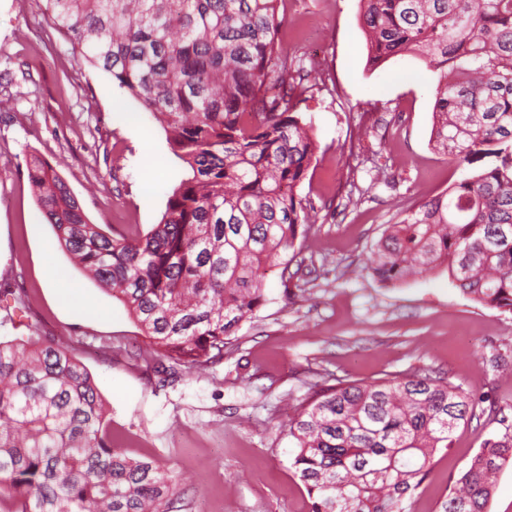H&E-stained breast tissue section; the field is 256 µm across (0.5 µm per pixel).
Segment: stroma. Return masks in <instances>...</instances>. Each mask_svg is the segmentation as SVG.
<instances>
[{
  "instance_id": "obj_1",
  "label": "stroma",
  "mask_w": 512,
  "mask_h": 512,
  "mask_svg": "<svg viewBox=\"0 0 512 512\" xmlns=\"http://www.w3.org/2000/svg\"><path fill=\"white\" fill-rule=\"evenodd\" d=\"M279 38L316 83L295 110L318 149L302 187L319 207L290 281L272 266L267 301L242 321L220 363L161 372L124 305L61 248L38 206L26 159L50 161L104 231L146 234L189 175L155 118L101 69L78 64L42 0H0V288L25 301L16 328L68 345L93 376L112 444L152 456L179 480L180 512H309L289 463L287 422L307 381H372L421 369L466 393L512 404V313L482 306L446 270L396 285L364 268L386 226L444 193L460 170L430 142L438 74L403 56L374 67L359 0H283ZM488 429L475 419L413 494L441 512Z\"/></svg>"
}]
</instances>
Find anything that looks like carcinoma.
I'll list each match as a JSON object with an SVG mask.
<instances>
[{
  "instance_id": "cac0c4a2",
  "label": "carcinoma",
  "mask_w": 512,
  "mask_h": 512,
  "mask_svg": "<svg viewBox=\"0 0 512 512\" xmlns=\"http://www.w3.org/2000/svg\"><path fill=\"white\" fill-rule=\"evenodd\" d=\"M79 64L101 68L169 134L192 171L144 236L89 221L51 163L26 161L60 246L112 292L174 365L224 359L266 301L262 270L319 220L301 194L317 144L294 101L313 94L279 41L280 0H44ZM368 62L420 56L438 72L431 142L455 181L392 224L367 258L385 284L437 267L471 300L512 312V0H360ZM312 389L288 418L291 467L310 512L405 505L460 424L499 425L449 490L443 512H486L512 461L502 408L427 372ZM178 478L112 447L92 375L68 346L0 340V496L21 512H173Z\"/></svg>"
}]
</instances>
